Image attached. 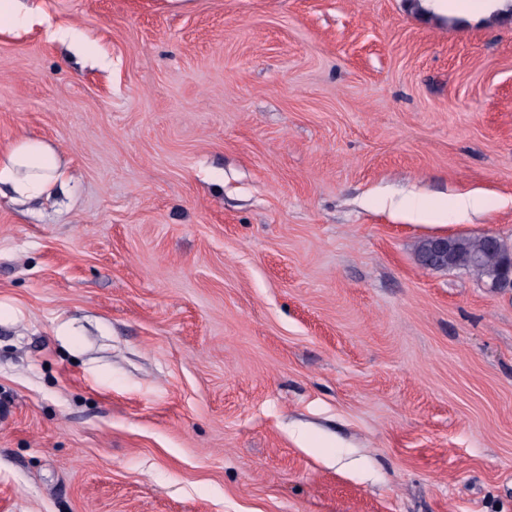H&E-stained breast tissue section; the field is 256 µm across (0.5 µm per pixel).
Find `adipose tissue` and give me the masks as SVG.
Returning <instances> with one entry per match:
<instances>
[{"label":"adipose tissue","instance_id":"1","mask_svg":"<svg viewBox=\"0 0 512 512\" xmlns=\"http://www.w3.org/2000/svg\"><path fill=\"white\" fill-rule=\"evenodd\" d=\"M63 177L55 150L39 140L21 139L0 158V189L17 200L50 197Z\"/></svg>","mask_w":512,"mask_h":512}]
</instances>
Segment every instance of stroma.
I'll use <instances>...</instances> for the list:
<instances>
[{"label":"stroma","instance_id":"obj_1","mask_svg":"<svg viewBox=\"0 0 512 512\" xmlns=\"http://www.w3.org/2000/svg\"><path fill=\"white\" fill-rule=\"evenodd\" d=\"M21 6L0 153L68 181L0 197V512H512V290L416 258L512 244V18ZM63 177L55 150L39 140L21 139L0 159V195L6 188L17 200L50 197Z\"/></svg>","mask_w":512,"mask_h":512}]
</instances>
